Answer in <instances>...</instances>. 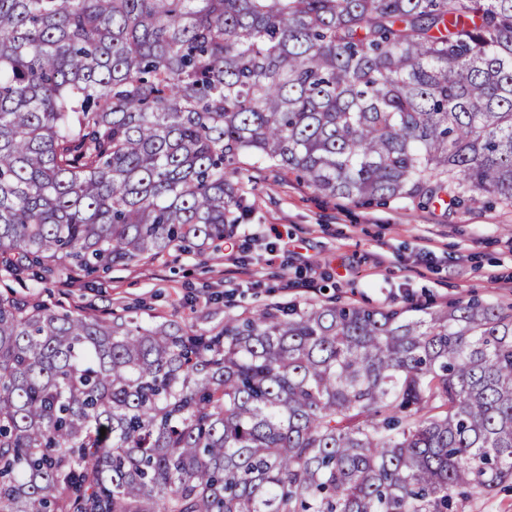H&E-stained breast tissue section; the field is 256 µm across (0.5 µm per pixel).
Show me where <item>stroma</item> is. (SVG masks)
Returning a JSON list of instances; mask_svg holds the SVG:
<instances>
[{
	"mask_svg": "<svg viewBox=\"0 0 512 512\" xmlns=\"http://www.w3.org/2000/svg\"><path fill=\"white\" fill-rule=\"evenodd\" d=\"M236 182L242 208L233 232L243 264L210 248L74 281L60 268L36 281L0 271V286L29 302L202 328L273 304L334 299L386 309L472 298L512 303V207L398 198L362 205L318 194L250 158Z\"/></svg>",
	"mask_w": 512,
	"mask_h": 512,
	"instance_id": "obj_1",
	"label": "stroma"
}]
</instances>
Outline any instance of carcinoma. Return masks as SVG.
<instances>
[{
	"label": "carcinoma",
	"instance_id": "obj_1",
	"mask_svg": "<svg viewBox=\"0 0 512 512\" xmlns=\"http://www.w3.org/2000/svg\"><path fill=\"white\" fill-rule=\"evenodd\" d=\"M242 157L512 206V0H0L14 275L203 251ZM507 481L512 305L202 329L0 293V512H464Z\"/></svg>",
	"mask_w": 512,
	"mask_h": 512
}]
</instances>
